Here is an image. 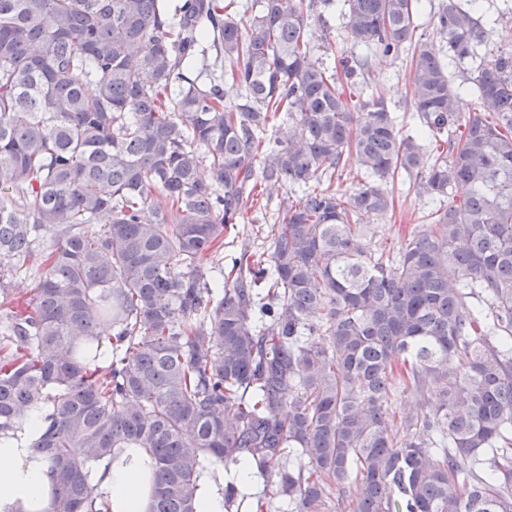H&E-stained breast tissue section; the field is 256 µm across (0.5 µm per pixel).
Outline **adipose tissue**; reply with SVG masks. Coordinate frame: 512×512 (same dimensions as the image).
I'll return each instance as SVG.
<instances>
[{"mask_svg": "<svg viewBox=\"0 0 512 512\" xmlns=\"http://www.w3.org/2000/svg\"><path fill=\"white\" fill-rule=\"evenodd\" d=\"M31 424L0 436V512H52L56 481L47 463L30 448ZM153 467L139 449L106 458L92 482L102 512H148Z\"/></svg>", "mask_w": 512, "mask_h": 512, "instance_id": "ef3b65f1", "label": "adipose tissue"}]
</instances>
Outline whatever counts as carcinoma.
Segmentation results:
<instances>
[{
  "mask_svg": "<svg viewBox=\"0 0 512 512\" xmlns=\"http://www.w3.org/2000/svg\"><path fill=\"white\" fill-rule=\"evenodd\" d=\"M165 2L0 0V435L39 410L53 512H100L116 448L152 458L150 512H196L214 463L224 512L251 498L242 464L275 476L256 512H512V49L476 0H439L442 57L419 0H343L353 45L414 49L404 136L368 58L314 56L311 11L336 0H253L245 25L237 0ZM401 171L450 201L377 255L366 222ZM259 184L300 196L210 273ZM399 386L429 411L398 414ZM423 6H420L418 13V23L421 25L419 28V32L424 31L427 35L430 34V38L428 42L433 45L436 51L439 50L440 53H443L447 50L445 43L440 42L439 38L433 34V9L437 7V3L439 0H431L432 2V11L430 12V0H420Z\"/></svg>",
  "mask_w": 512,
  "mask_h": 512,
  "instance_id": "cac0c4a2",
  "label": "carcinoma"
}]
</instances>
